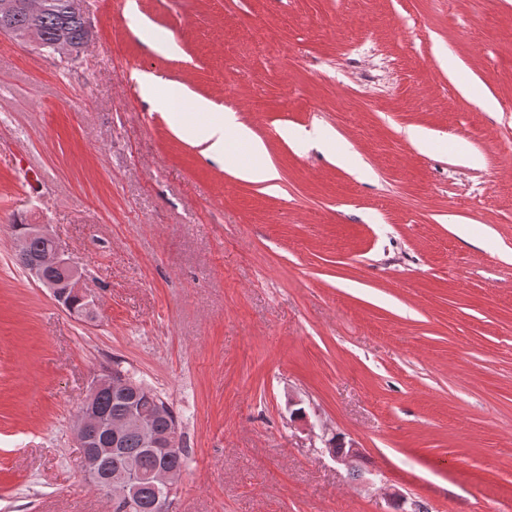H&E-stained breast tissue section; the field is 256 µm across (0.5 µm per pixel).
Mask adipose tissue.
Instances as JSON below:
<instances>
[{
    "label": "adipose tissue",
    "instance_id": "1",
    "mask_svg": "<svg viewBox=\"0 0 512 512\" xmlns=\"http://www.w3.org/2000/svg\"><path fill=\"white\" fill-rule=\"evenodd\" d=\"M135 80L141 94L153 99L156 109L171 115L172 124L181 137L204 146L206 154L213 160L223 161L235 144H247L252 160L239 170V178L275 188L279 174L267 160L263 143L254 139L250 129L239 123L234 113L227 112L220 117H212L213 105L204 98L196 100L194 111L185 112L181 109L185 98L183 86H169L160 95L156 92L157 78L153 74L141 72L136 74Z\"/></svg>",
    "mask_w": 512,
    "mask_h": 512
}]
</instances>
